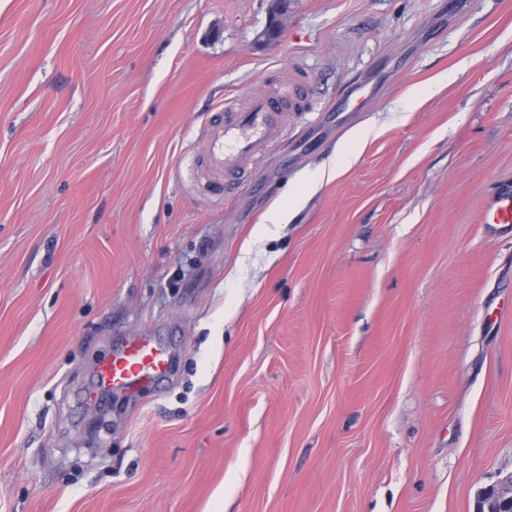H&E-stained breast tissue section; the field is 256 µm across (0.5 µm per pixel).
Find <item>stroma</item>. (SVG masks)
Returning a JSON list of instances; mask_svg holds the SVG:
<instances>
[{
  "label": "stroma",
  "mask_w": 512,
  "mask_h": 512,
  "mask_svg": "<svg viewBox=\"0 0 512 512\" xmlns=\"http://www.w3.org/2000/svg\"><path fill=\"white\" fill-rule=\"evenodd\" d=\"M273 2L0 0V512H474L512 473V230L479 221L512 0H286L275 46ZM297 70L311 109L202 192L212 110ZM125 336L175 375L81 408Z\"/></svg>",
  "instance_id": "1"
}]
</instances>
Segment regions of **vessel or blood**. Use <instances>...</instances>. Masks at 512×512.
I'll return each mask as SVG.
<instances>
[{
    "label": "vessel or blood",
    "instance_id": "vessel-or-blood-1",
    "mask_svg": "<svg viewBox=\"0 0 512 512\" xmlns=\"http://www.w3.org/2000/svg\"><path fill=\"white\" fill-rule=\"evenodd\" d=\"M304 91L257 93L245 104L228 99L215 113L205 134L199 170L213 194L231 195L253 177L267 148L278 141L288 115L307 108ZM484 224H512V186L500 187L482 204ZM171 356L166 344L153 336H134L99 360L91 386L81 397L84 407H97L112 393L136 394L166 380Z\"/></svg>",
    "mask_w": 512,
    "mask_h": 512
}]
</instances>
